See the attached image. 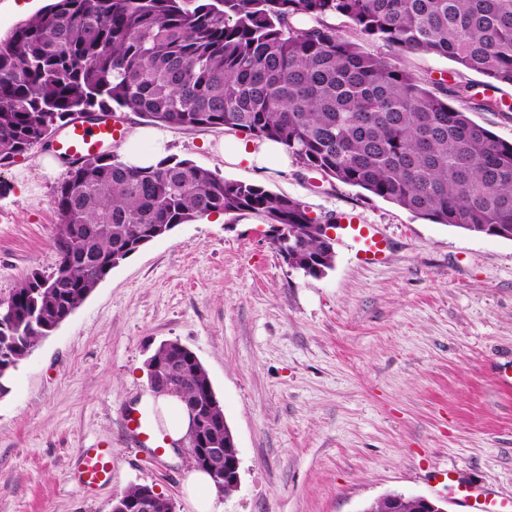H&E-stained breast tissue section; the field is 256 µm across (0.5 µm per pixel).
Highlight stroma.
Segmentation results:
<instances>
[{"label": "stroma", "instance_id": "obj_1", "mask_svg": "<svg viewBox=\"0 0 512 512\" xmlns=\"http://www.w3.org/2000/svg\"><path fill=\"white\" fill-rule=\"evenodd\" d=\"M416 76L481 91V75L404 53ZM164 154L305 202L359 213L387 241L363 262L349 238L313 278L288 267L266 225L219 213L176 226L123 261L24 359L0 395V512H111L133 485L191 512L186 450L136 445L123 413L148 393L164 341L205 367L239 449L236 489L214 512H361L391 491L466 512L449 474L512 498V240L433 224L289 161L231 164L239 133L165 130ZM37 145L0 165V299L51 273L59 222ZM108 443L112 478L87 491L82 449Z\"/></svg>", "mask_w": 512, "mask_h": 512}]
</instances>
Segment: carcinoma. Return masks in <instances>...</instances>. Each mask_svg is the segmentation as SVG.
I'll return each mask as SVG.
<instances>
[{
	"mask_svg": "<svg viewBox=\"0 0 512 512\" xmlns=\"http://www.w3.org/2000/svg\"><path fill=\"white\" fill-rule=\"evenodd\" d=\"M361 40L432 54L512 86V0H53L0 39V161L42 144L73 113L131 110L154 125L228 128L282 144L307 169L414 216L512 240V143ZM56 269L0 307L6 382L160 224L212 213L286 225L288 266L319 278L335 244L299 199L226 180L187 159L140 167L110 154L54 189ZM224 442V411L196 354L161 344L146 362Z\"/></svg>",
	"mask_w": 512,
	"mask_h": 512,
	"instance_id": "carcinoma-1",
	"label": "carcinoma"
}]
</instances>
